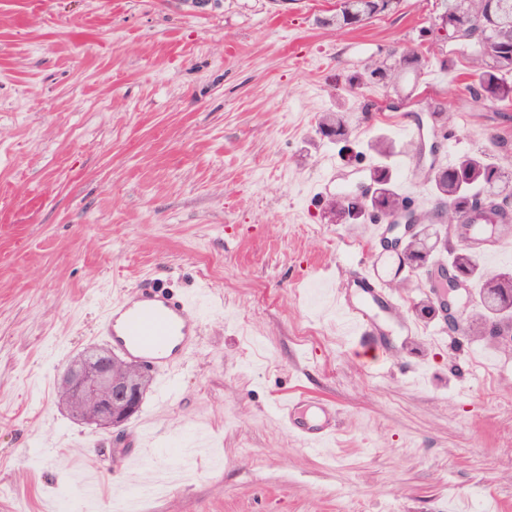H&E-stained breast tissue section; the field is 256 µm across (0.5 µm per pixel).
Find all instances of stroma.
<instances>
[{
	"label": "stroma",
	"mask_w": 512,
	"mask_h": 512,
	"mask_svg": "<svg viewBox=\"0 0 512 512\" xmlns=\"http://www.w3.org/2000/svg\"><path fill=\"white\" fill-rule=\"evenodd\" d=\"M336 0H0V512H99L78 472L108 492L114 451L151 425L164 461L197 432L211 454L140 512H512V353L413 314L417 278L367 305L347 263L375 265L365 224L327 203L368 179L367 141L392 140L393 178L425 180L419 129L443 152L512 146V103L476 100L453 55L405 101L351 88L395 46L431 55L436 0L343 31ZM447 120L435 121L432 106ZM343 109L351 136L321 135ZM337 188H324L327 166ZM339 284L378 326L364 336L312 306ZM203 292L201 343L173 403L150 378L123 435L74 419L59 370L105 347L96 327L125 290ZM416 322L409 331L405 322ZM339 409L335 444L305 449L277 419L292 393Z\"/></svg>",
	"instance_id": "35a3bbf8"
}]
</instances>
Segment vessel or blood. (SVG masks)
Returning <instances> with one entry per match:
<instances>
[{"label":"vessel or blood","instance_id":"b4317fda","mask_svg":"<svg viewBox=\"0 0 512 512\" xmlns=\"http://www.w3.org/2000/svg\"><path fill=\"white\" fill-rule=\"evenodd\" d=\"M352 272L367 300L377 305L385 302L383 283L390 274L389 266L370 270L356 266ZM334 305L363 333H376L377 325L373 318L354 304L343 289H336ZM197 307V302L186 295L164 287L145 286L125 293L113 303L100 322L99 333L113 350L159 378L165 389L160 397L161 403L172 399L175 371L200 341ZM306 401V396L301 393L283 398L277 404V413L304 447L317 450L336 436V406L315 401L316 413L311 421H294L296 410ZM208 453L206 442H196L181 449L180 464L172 468L158 459L152 439L143 436L139 438L137 448L124 458L122 468L131 472L144 464H151L153 484L172 488L182 483L184 475L193 473L197 460Z\"/></svg>","mask_w":512,"mask_h":512}]
</instances>
